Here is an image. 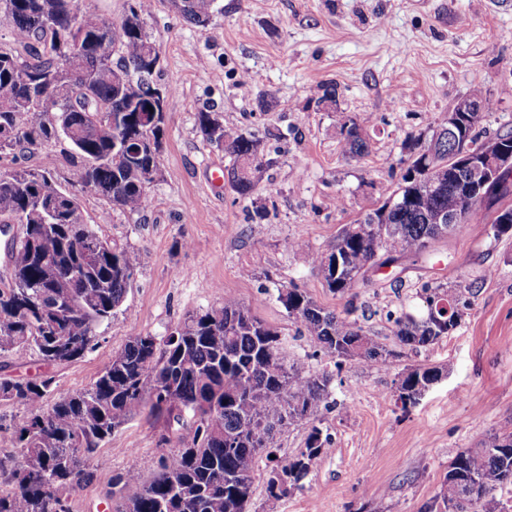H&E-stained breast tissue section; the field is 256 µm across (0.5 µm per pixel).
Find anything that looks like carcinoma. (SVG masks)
<instances>
[{
	"instance_id": "1",
	"label": "carcinoma",
	"mask_w": 512,
	"mask_h": 512,
	"mask_svg": "<svg viewBox=\"0 0 512 512\" xmlns=\"http://www.w3.org/2000/svg\"><path fill=\"white\" fill-rule=\"evenodd\" d=\"M187 2L181 15L207 28L215 0ZM152 6L151 0H132L128 14L136 23L120 30L87 0H0V19L13 32V46H0V154L23 156L45 142H63L72 160L67 183L75 187L69 190L30 166L0 173V224L23 225L0 275V355L33 349L42 361L58 365L83 358L98 326L125 301L141 265L137 253L111 244L86 222L79 194L139 213L149 202L150 172L164 166V117L147 109L160 66L144 29ZM62 36L80 47L60 70ZM51 72L54 91L43 96L33 84ZM130 74L136 76L134 95L122 83ZM466 100L471 111L453 139L442 122L429 141L415 143L388 197L345 225L327 251L313 253L325 288L346 300L343 311L318 305L296 285L278 292L288 315L336 357L339 368L348 360L388 366L400 356L366 336L354 318V288L369 271L402 258H427L437 239L461 234L483 208L490 211L495 239L512 236L508 214L491 212L493 202L512 195V174L497 178L483 203L461 189L466 170L448 171L451 145L481 146L475 128L488 100L478 86ZM106 109L123 112L118 143L97 130ZM197 121L203 137L223 143L230 158L224 181L238 196H251L257 174L270 164L262 141L224 127L212 112L197 113ZM340 135L344 153L363 155L369 120L349 119ZM442 213H459L463 220L443 224ZM474 295L470 285L422 284L421 311L388 314L398 346L413 350L451 335ZM282 343L252 305L229 298L219 308L189 315L164 336L132 337L89 387L49 406L52 379L0 376V400L18 402L28 412L16 430L19 456L8 465L0 460V479L7 484L0 488V512H68L67 493L91 479L93 454L140 405L176 422L179 447L150 479L136 470L112 476V512H249L263 458L271 475L283 476L279 484L267 478V498L287 496L327 452L330 439L317 422L328 407L330 376L288 362ZM441 374L428 365L402 373L396 392L402 409L416 405ZM302 421L310 426L305 447L283 462L271 458L274 431ZM510 485L512 427L504 426L480 447L455 455L439 493L420 512H495V493Z\"/></svg>"
}]
</instances>
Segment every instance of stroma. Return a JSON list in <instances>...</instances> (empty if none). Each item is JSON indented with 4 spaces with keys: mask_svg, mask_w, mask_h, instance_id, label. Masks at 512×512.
Instances as JSON below:
<instances>
[{
    "mask_svg": "<svg viewBox=\"0 0 512 512\" xmlns=\"http://www.w3.org/2000/svg\"><path fill=\"white\" fill-rule=\"evenodd\" d=\"M145 29L161 55L157 84L166 92L165 163L140 213L114 209L85 194L88 223L143 261L95 346L72 363L49 366L34 352L0 356V375L52 376L48 395L88 387L112 355L135 336L165 335L189 314L225 298L254 306L280 331L288 359L332 372L337 408L322 411L329 452L279 501L256 481L251 512H419L440 490L453 457L512 423V237L488 233L487 212L459 236L437 241L432 259L400 260L358 283L359 322L393 345L388 311L417 308L420 286L470 284L472 306L439 342L403 350L390 366H336L301 333L278 301L280 287L305 288L323 307L343 303L323 285L311 255L339 230L378 205L400 179L416 140L481 85L491 102L480 139L512 127V0H217L201 29L170 0H155ZM334 83L335 105L316 106ZM262 140L272 165L252 197L212 185V166L228 165L206 141L197 114ZM373 119L368 153L343 155L341 124ZM343 199L336 207L334 199ZM296 241L298 249L287 246ZM439 366L441 379L409 411L393 391L405 369ZM164 420L135 408L90 461L93 478L68 494L69 512H112L113 475L151 477L172 446Z\"/></svg>",
    "mask_w": 512,
    "mask_h": 512,
    "instance_id": "stroma-1",
    "label": "stroma"
}]
</instances>
